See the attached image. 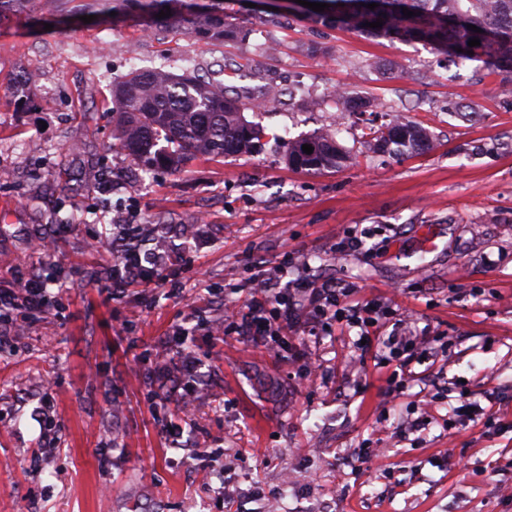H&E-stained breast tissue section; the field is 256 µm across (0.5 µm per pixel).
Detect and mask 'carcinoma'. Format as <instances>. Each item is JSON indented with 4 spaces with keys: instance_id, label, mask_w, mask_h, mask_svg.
I'll return each mask as SVG.
<instances>
[{
    "instance_id": "1",
    "label": "carcinoma",
    "mask_w": 512,
    "mask_h": 512,
    "mask_svg": "<svg viewBox=\"0 0 512 512\" xmlns=\"http://www.w3.org/2000/svg\"><path fill=\"white\" fill-rule=\"evenodd\" d=\"M327 3L322 12L297 13L311 26L365 34L391 42L419 43L449 59L480 61L489 74L512 86V0H401L391 11H371L370 0H315ZM169 6L164 22L195 40L239 42L248 31L228 20L224 0H92L104 17L124 14L147 25L156 22L159 4ZM415 12L408 18L402 8ZM382 20L379 28L365 26ZM481 29L477 33L468 25ZM477 38L480 45L469 47ZM473 54H468V51ZM112 137L141 168L163 166L173 171L195 156L222 157L253 153L263 128L244 112L261 111L256 98L231 92L188 70L180 74L161 68L133 71L112 87ZM313 147L306 154L302 145ZM365 144L377 155L430 147L428 132L402 113L369 128ZM288 167L300 171L338 168L350 160L336 134L318 130L283 145Z\"/></svg>"
}]
</instances>
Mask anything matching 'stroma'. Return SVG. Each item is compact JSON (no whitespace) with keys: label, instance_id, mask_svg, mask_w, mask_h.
I'll return each mask as SVG.
<instances>
[{"label":"stroma","instance_id":"1","mask_svg":"<svg viewBox=\"0 0 512 512\" xmlns=\"http://www.w3.org/2000/svg\"><path fill=\"white\" fill-rule=\"evenodd\" d=\"M224 9L247 18L246 42L86 23L81 0L0 17V290L55 281L0 345V512H265L284 478L279 512H512V99L499 76L242 0ZM160 66L278 89L267 143L142 172L112 146V84ZM339 87L409 108L433 148L373 159L350 123L338 139L355 160L291 170L283 141L329 126ZM157 234L164 287L99 288L116 254ZM280 265L391 308L431 353L396 373L391 322L365 353L333 318L302 319L281 348L224 336L225 305ZM365 448L379 451L367 475L347 464Z\"/></svg>","mask_w":512,"mask_h":512}]
</instances>
